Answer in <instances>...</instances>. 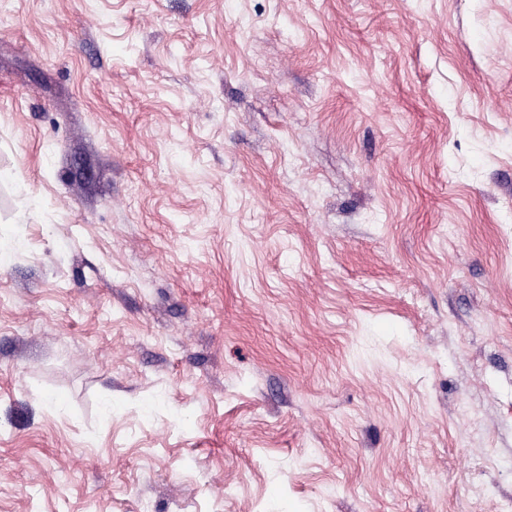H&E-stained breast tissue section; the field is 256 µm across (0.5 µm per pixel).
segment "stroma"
<instances>
[{
	"label": "stroma",
	"instance_id": "stroma-1",
	"mask_svg": "<svg viewBox=\"0 0 512 512\" xmlns=\"http://www.w3.org/2000/svg\"><path fill=\"white\" fill-rule=\"evenodd\" d=\"M0 512H512V0H0Z\"/></svg>",
	"mask_w": 512,
	"mask_h": 512
}]
</instances>
